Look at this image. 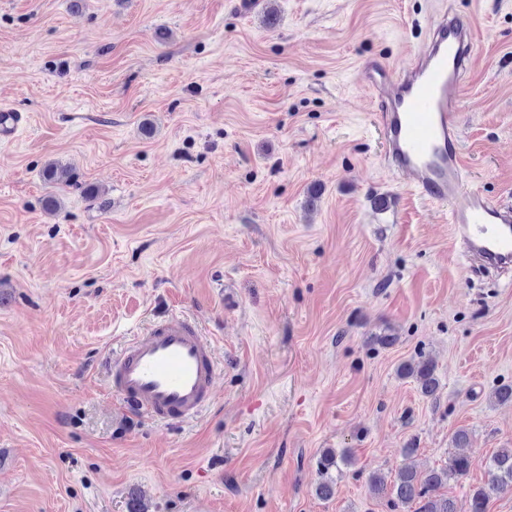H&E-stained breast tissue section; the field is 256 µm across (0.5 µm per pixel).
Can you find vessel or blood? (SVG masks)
I'll return each mask as SVG.
<instances>
[{"label":"vessel or blood","instance_id":"b4317fda","mask_svg":"<svg viewBox=\"0 0 512 512\" xmlns=\"http://www.w3.org/2000/svg\"><path fill=\"white\" fill-rule=\"evenodd\" d=\"M474 32L444 14L408 65L371 61L362 80L377 99L376 123L389 169L448 215L461 251L498 270L512 269V209L467 183L457 96L472 63ZM22 116L0 106V142ZM112 392L130 414L167 423L193 420L210 404L218 374L214 344L199 324L166 315L142 328L108 361Z\"/></svg>","mask_w":512,"mask_h":512}]
</instances>
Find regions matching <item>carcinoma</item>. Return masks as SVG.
Returning a JSON list of instances; mask_svg holds the SVG:
<instances>
[{"label": "carcinoma", "instance_id": "cac0c4a2", "mask_svg": "<svg viewBox=\"0 0 512 512\" xmlns=\"http://www.w3.org/2000/svg\"><path fill=\"white\" fill-rule=\"evenodd\" d=\"M43 179L58 189L73 185V173L69 167L56 162L46 164L42 170ZM400 376L413 379L426 397L433 399L440 387L436 366L432 359L419 357V360L407 361L400 365ZM352 464L350 450H345L341 457H336L334 450L327 449L317 460L320 481L315 493L322 499H328L336 493L337 478L331 470L339 469L338 462ZM470 469L468 456L454 452L448 457V465L421 474L411 467L402 468L393 483L373 474L369 478L371 491L387 498L393 512L414 509V512H486L487 503L492 495L512 491V448L500 449L490 460L487 481L472 490L462 504L439 493L448 481L466 476Z\"/></svg>", "mask_w": 512, "mask_h": 512}]
</instances>
